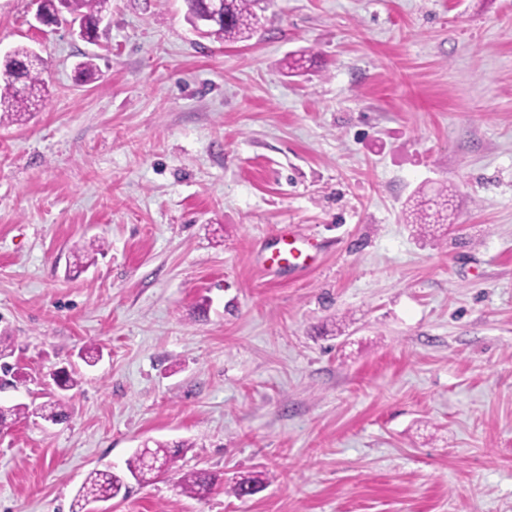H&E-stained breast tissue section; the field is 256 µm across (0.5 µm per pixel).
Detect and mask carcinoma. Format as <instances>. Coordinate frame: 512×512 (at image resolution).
I'll return each instance as SVG.
<instances>
[{
    "label": "carcinoma",
    "mask_w": 512,
    "mask_h": 512,
    "mask_svg": "<svg viewBox=\"0 0 512 512\" xmlns=\"http://www.w3.org/2000/svg\"><path fill=\"white\" fill-rule=\"evenodd\" d=\"M111 0H40V14L47 20L59 22L61 9L72 16L71 23L92 32L99 27L103 12L109 8ZM261 0H224V20L201 23L202 0H188L191 20L202 33L220 42H238L251 39L263 26L264 8ZM42 59L34 51L19 46L0 61V120L13 119L25 112H37L45 107ZM451 194L441 192L433 202L435 211L420 206L413 213L414 224H446L449 219ZM57 389L68 392L79 387V379L68 370H63L53 378ZM29 407L25 404L0 405V429L7 428L19 419L27 417ZM39 417L54 424L68 418L64 398L49 401L39 407ZM179 450L169 444L155 441L148 448H138L127 461V470L138 480L159 474L175 467ZM217 478L204 476L200 472H188L182 479V490L190 497L199 496L212 490ZM126 487L125 479L111 469H94L88 473L75 500L72 512H84L86 505L112 500Z\"/></svg>",
    "instance_id": "carcinoma-1"
}]
</instances>
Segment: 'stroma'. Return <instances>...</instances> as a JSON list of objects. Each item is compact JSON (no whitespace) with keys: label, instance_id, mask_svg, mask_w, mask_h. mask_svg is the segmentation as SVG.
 <instances>
[{"label":"stroma","instance_id":"stroma-1","mask_svg":"<svg viewBox=\"0 0 512 512\" xmlns=\"http://www.w3.org/2000/svg\"><path fill=\"white\" fill-rule=\"evenodd\" d=\"M37 9L0 0L47 100L0 122V402L80 386L0 430V512H71L147 440L191 446L90 512H512V0H268L237 44L185 0H112L92 42ZM287 225L318 260L265 276ZM450 197H453V194H449L448 190L442 191L437 200L433 202L435 206V211L433 213H429L431 207L424 208L423 206L426 203L419 204V207L415 210L413 215L412 224H447L450 214H448ZM201 472H188L182 479V490L190 497L200 496L209 492L217 482L216 476H207Z\"/></svg>","mask_w":512,"mask_h":512}]
</instances>
